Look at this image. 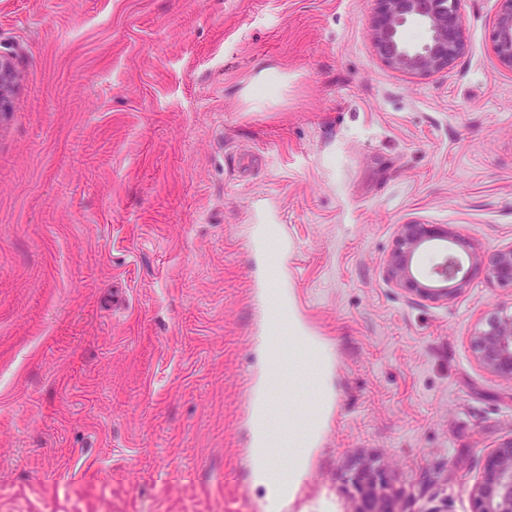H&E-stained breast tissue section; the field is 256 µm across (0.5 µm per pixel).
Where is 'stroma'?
<instances>
[{"label":"stroma","instance_id":"35a3bbf8","mask_svg":"<svg viewBox=\"0 0 512 512\" xmlns=\"http://www.w3.org/2000/svg\"><path fill=\"white\" fill-rule=\"evenodd\" d=\"M499 0H461L439 73L384 66L373 0H0V512H265L249 477L258 225L326 343L334 401L287 512H342L385 468L403 512H471L512 382L470 338L512 288L449 301L388 278L400 225L512 244V71ZM278 80L273 98L257 84ZM491 48L499 64L512 70V0H500Z\"/></svg>","mask_w":512,"mask_h":512}]
</instances>
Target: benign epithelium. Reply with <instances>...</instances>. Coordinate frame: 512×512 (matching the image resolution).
I'll list each match as a JSON object with an SVG mask.
<instances>
[{
  "mask_svg": "<svg viewBox=\"0 0 512 512\" xmlns=\"http://www.w3.org/2000/svg\"><path fill=\"white\" fill-rule=\"evenodd\" d=\"M460 0H375L369 22V36L376 55L387 67L411 75L437 73L464 50V29ZM427 29L428 41L410 48L400 38L401 28L410 20ZM492 52L499 64L512 70V0H500L495 20ZM14 72L0 55V112L8 110ZM432 240L453 241L448 228L433 224H402L394 250L387 260L389 279L396 286L432 301H445L469 281L472 269L487 265L489 275L502 285L512 286V244L494 250L490 256L473 251L464 267L452 252L444 255L432 270L435 285L420 282L412 265L416 251ZM471 348L479 365L512 382V310H488L478 323ZM357 496L345 504L344 512H403L381 474L376 480L354 482ZM472 512H512V438L490 449L471 489Z\"/></svg>",
  "mask_w": 512,
  "mask_h": 512,
  "instance_id": "1",
  "label": "benign epithelium"
}]
</instances>
